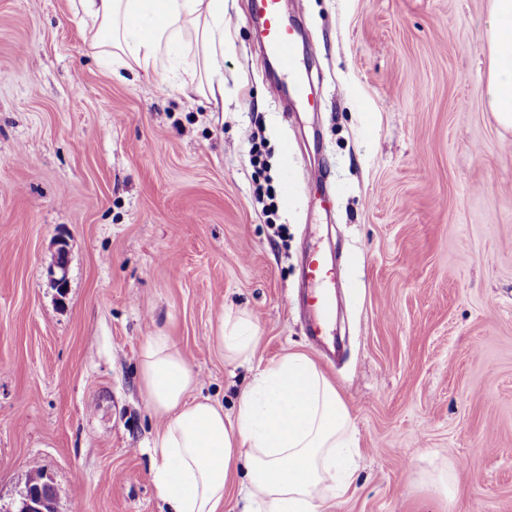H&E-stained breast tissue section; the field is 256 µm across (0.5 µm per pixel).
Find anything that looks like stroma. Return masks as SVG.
Wrapping results in <instances>:
<instances>
[{"label":"stroma","instance_id":"35a3bbf8","mask_svg":"<svg viewBox=\"0 0 512 512\" xmlns=\"http://www.w3.org/2000/svg\"><path fill=\"white\" fill-rule=\"evenodd\" d=\"M247 2L224 0L219 113L112 73L73 0H0V512L34 465L56 512H164V421L138 374L161 331L229 415L284 355L323 370L360 452L328 512H512V132L486 105L491 0H282L316 112L270 96ZM311 253L336 272L333 359L300 306ZM228 312L256 328L250 361L215 344ZM440 461L450 500L427 480ZM56 260L51 268L54 287L59 293H65L67 288V250L63 240L58 241Z\"/></svg>","mask_w":512,"mask_h":512}]
</instances>
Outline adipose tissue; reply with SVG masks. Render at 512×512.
Segmentation results:
<instances>
[{"mask_svg":"<svg viewBox=\"0 0 512 512\" xmlns=\"http://www.w3.org/2000/svg\"><path fill=\"white\" fill-rule=\"evenodd\" d=\"M97 57L134 76L174 75V53L194 31L198 68L176 85L186 99L224 109V0H79ZM487 105L512 130V0H492L486 35ZM219 347L249 360L254 325L220 318ZM147 408L165 418L151 480L168 512H223L224 491L243 475V512H325L327 500L354 489L357 437L352 414L310 358L291 354L257 371L234 415L193 396L197 372L163 333L139 356Z\"/></svg>","mask_w":512,"mask_h":512,"instance_id":"1","label":"adipose tissue"}]
</instances>
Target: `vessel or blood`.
Listing matches in <instances>:
<instances>
[{"mask_svg":"<svg viewBox=\"0 0 512 512\" xmlns=\"http://www.w3.org/2000/svg\"><path fill=\"white\" fill-rule=\"evenodd\" d=\"M249 17L266 57L279 68V78L269 85L271 94L278 98L292 94L303 104L316 107V99L307 93L311 82L305 78L298 59L297 32L289 24L281 0H249ZM305 275L318 286L317 291L308 295L306 304L315 310L316 327L321 330L336 317V297L321 286L327 272L319 257L313 255L308 258Z\"/></svg>","mask_w":512,"mask_h":512,"instance_id":"vessel-or-blood-1","label":"vessel or blood"}]
</instances>
